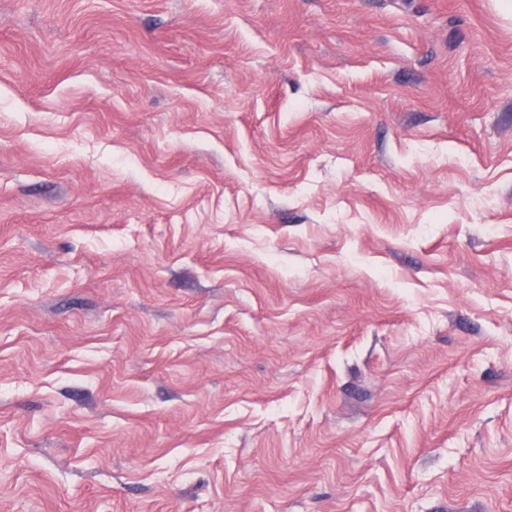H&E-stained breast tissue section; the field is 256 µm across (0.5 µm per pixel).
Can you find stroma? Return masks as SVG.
<instances>
[{"mask_svg": "<svg viewBox=\"0 0 512 512\" xmlns=\"http://www.w3.org/2000/svg\"><path fill=\"white\" fill-rule=\"evenodd\" d=\"M0 512H512V0H0Z\"/></svg>", "mask_w": 512, "mask_h": 512, "instance_id": "1", "label": "stroma"}]
</instances>
